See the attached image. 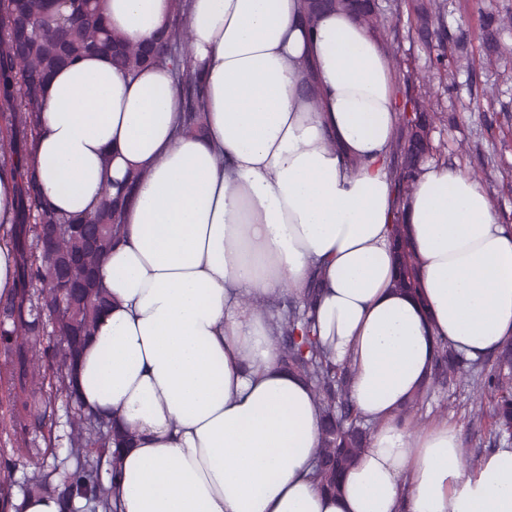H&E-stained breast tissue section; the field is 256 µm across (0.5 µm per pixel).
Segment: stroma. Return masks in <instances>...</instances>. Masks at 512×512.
<instances>
[{
  "label": "stroma",
  "instance_id": "35a3bbf8",
  "mask_svg": "<svg viewBox=\"0 0 512 512\" xmlns=\"http://www.w3.org/2000/svg\"><path fill=\"white\" fill-rule=\"evenodd\" d=\"M416 0H402L401 15L382 41L398 81L401 97L429 93L436 113L430 139L435 159L466 171L487 192L501 223L512 225V78L483 63L481 27L487 14L512 12V0H448L447 29L465 33L471 42L469 65L461 67L457 88L447 92L446 79L431 63L442 50L438 38L421 39L410 29L408 15ZM11 366L0 359V467L9 466L23 482L37 457H18L16 420L11 413ZM476 396L469 386L436 387L414 418L448 420L460 426L463 456L475 462L494 447L488 421L472 418Z\"/></svg>",
  "mask_w": 512,
  "mask_h": 512
}]
</instances>
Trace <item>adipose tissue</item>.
Segmentation results:
<instances>
[{
	"label": "adipose tissue",
	"instance_id": "1",
	"mask_svg": "<svg viewBox=\"0 0 512 512\" xmlns=\"http://www.w3.org/2000/svg\"><path fill=\"white\" fill-rule=\"evenodd\" d=\"M170 14V0H106L132 45ZM187 29L201 129H182L169 69L132 78L93 54L51 77L29 160L66 215L142 174L75 378L85 407L136 434L120 512H512V444L468 470L458 426L402 415L438 343L479 360L512 339V226L463 170L426 162L403 214L418 294L400 293L399 106L381 41L340 12L307 26L303 0H191ZM12 218L2 180L0 294L15 285ZM314 284L315 333L371 428L337 495L312 478L321 411L274 336L276 300Z\"/></svg>",
	"mask_w": 512,
	"mask_h": 512
}]
</instances>
